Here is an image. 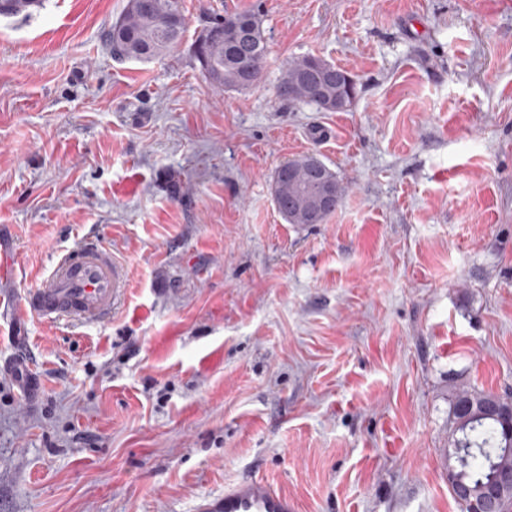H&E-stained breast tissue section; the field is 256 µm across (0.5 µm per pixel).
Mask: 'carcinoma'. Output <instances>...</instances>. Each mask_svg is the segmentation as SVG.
Listing matches in <instances>:
<instances>
[{"label": "carcinoma", "instance_id": "cac0c4a2", "mask_svg": "<svg viewBox=\"0 0 512 512\" xmlns=\"http://www.w3.org/2000/svg\"><path fill=\"white\" fill-rule=\"evenodd\" d=\"M42 0H4L0 15L11 16ZM215 36L196 40L195 56L205 77L225 90L242 91L254 85L266 59L267 45L260 18L252 12L228 13L209 25ZM185 32L182 0H149L140 8L134 0L106 34L112 57L120 61H149L164 57L181 43ZM280 96L292 103L313 104L325 112H343L357 95V82L347 70L320 57L304 56L291 64L279 81ZM306 154L291 159L275 173L273 197L278 212L289 224H321L339 206L346 192L333 178L332 207L314 211V191L320 172ZM472 405L464 414L461 405ZM512 415V399L490 392L457 390L448 410V449L445 457L454 476L485 493L490 475L512 467V455L504 454L507 443L501 418Z\"/></svg>", "mask_w": 512, "mask_h": 512}]
</instances>
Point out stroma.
I'll list each match as a JSON object with an SVG mask.
<instances>
[{
    "label": "stroma",
    "mask_w": 512,
    "mask_h": 512,
    "mask_svg": "<svg viewBox=\"0 0 512 512\" xmlns=\"http://www.w3.org/2000/svg\"><path fill=\"white\" fill-rule=\"evenodd\" d=\"M161 59L117 61L127 0L0 16V512H195L257 476L297 512H461L455 389L512 398V0H183ZM258 15L260 80L197 37ZM314 55L343 112L284 101ZM316 153L347 193L290 224L272 182ZM93 241L109 318L20 303ZM206 29H211L215 36L202 41V34L199 35L194 50L205 77L224 90L252 87L267 54L260 18L247 11L228 13ZM327 71H332L330 80L324 78ZM279 93L292 103L313 104L325 112H343L357 95V82L349 71L307 55L288 65L279 81Z\"/></svg>",
    "instance_id": "1"
}]
</instances>
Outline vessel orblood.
<instances>
[{
	"label": "vessel or blood",
	"instance_id": "1",
	"mask_svg": "<svg viewBox=\"0 0 512 512\" xmlns=\"http://www.w3.org/2000/svg\"><path fill=\"white\" fill-rule=\"evenodd\" d=\"M124 281V270L110 252L85 243L53 264L26 294L23 308L45 320L76 315L95 321L111 311ZM197 512H297V506L266 482L247 478L225 489L223 497L200 503Z\"/></svg>",
	"mask_w": 512,
	"mask_h": 512
}]
</instances>
